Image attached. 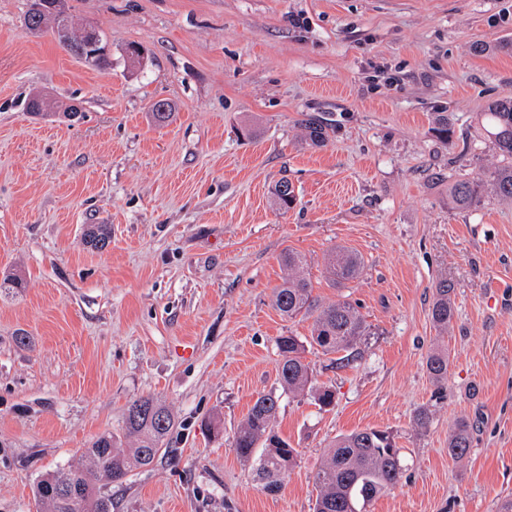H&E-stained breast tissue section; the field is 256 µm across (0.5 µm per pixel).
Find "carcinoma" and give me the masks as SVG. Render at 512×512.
Masks as SVG:
<instances>
[{"mask_svg":"<svg viewBox=\"0 0 512 512\" xmlns=\"http://www.w3.org/2000/svg\"><path fill=\"white\" fill-rule=\"evenodd\" d=\"M27 28L32 31L59 29L66 33V49L77 59H83V31L76 29L72 15L66 11L44 21V27L33 26L32 14H26ZM33 117L48 114L47 102L39 93L33 94L26 105ZM483 115V126L491 138L501 164L488 171H478L456 181L449 189L452 202L460 209L484 206L492 201L512 202V93L490 102ZM306 138L313 145L327 140L323 125L309 120L305 124ZM438 137L448 143L454 134L452 119L446 114L436 121ZM274 196L281 209L290 208L296 200L295 189L288 181L275 186ZM84 242L92 250L103 251L111 242L107 224L87 227ZM288 276L275 289L273 303L285 318L313 316L311 336L302 339L292 334L276 340L279 356L278 377L282 390L288 394L302 393L312 388L313 370L306 362V348H316L324 355L343 352L350 360L357 355L356 347L368 335V326L357 306L339 299L318 306L311 297L310 284L303 274L304 257L294 250L282 256ZM332 282L341 286L358 278L363 260L355 252L338 247L328 264ZM454 291L446 280L434 287L431 317L441 329H448L455 309L451 299ZM448 353L439 351L427 360L428 371L435 383L448 377ZM280 396L267 393L259 396L247 418L234 433L233 446L246 459L258 455L256 480L269 493L278 492L291 470L297 451L288 440L275 431L274 420ZM167 408L153 397L133 400L124 415L122 432L97 436L84 454L90 467H61L41 478L35 485V500L50 506V512H112V497L96 488V481L105 478L121 483L133 472L149 467L165 452V440L171 429ZM473 426L460 420L448 436V454L465 456L472 448ZM404 476V466L395 436L388 430L366 428L336 437L314 474L317 488L315 512H364L366 506L398 484ZM72 487L76 495L69 497L53 489Z\"/></svg>","mask_w":512,"mask_h":512,"instance_id":"cac0c4a2","label":"carcinoma"}]
</instances>
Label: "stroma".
<instances>
[{
    "instance_id": "obj_1",
    "label": "stroma",
    "mask_w": 512,
    "mask_h": 512,
    "mask_svg": "<svg viewBox=\"0 0 512 512\" xmlns=\"http://www.w3.org/2000/svg\"><path fill=\"white\" fill-rule=\"evenodd\" d=\"M112 65L75 59L0 0V512H46L37 480L120 432L134 399L169 410L167 451L120 485L112 512H314L313 475L336 436L392 431L405 466L367 512H497L512 499V203L462 211L451 185L499 157L486 105L512 93V0H68ZM483 42L488 50L473 54ZM146 54L130 63L126 50ZM46 95L55 115L25 102ZM168 101L156 125L150 105ZM79 108L82 117L63 113ZM455 123L452 143L434 127ZM326 125L324 146L302 124ZM292 208L273 201L281 180ZM107 224L101 252L83 243ZM363 259L333 286L336 247ZM312 295L356 304L369 334L349 367L310 349L317 384L282 393L277 337L311 334L273 291L285 250ZM455 289L447 332L432 289ZM449 354L443 385L426 361ZM296 448L279 492L232 441L259 395ZM429 407L427 428L415 426ZM470 454H448L459 419ZM220 422V434L205 428ZM84 242L92 250L103 251L111 242V228L107 224H94L87 227Z\"/></svg>"
}]
</instances>
